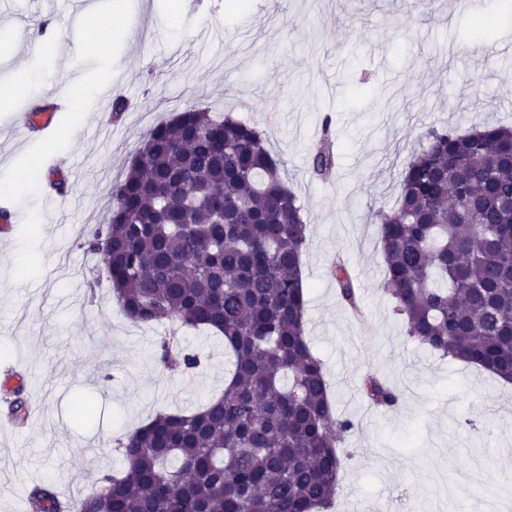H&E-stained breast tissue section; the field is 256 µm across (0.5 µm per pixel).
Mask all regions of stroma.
Wrapping results in <instances>:
<instances>
[{
  "label": "stroma",
  "instance_id": "stroma-1",
  "mask_svg": "<svg viewBox=\"0 0 512 512\" xmlns=\"http://www.w3.org/2000/svg\"><path fill=\"white\" fill-rule=\"evenodd\" d=\"M449 11L445 0H94L124 15L101 40L65 0H0V84L29 76L30 98L0 111V186L13 187L0 222V369L25 375L24 427L0 404V512H26L39 482L64 496L93 492L121 469L118 438L157 412L193 410L224 390L222 339L178 321L132 324L119 310L103 254L85 239L104 223L114 182L143 134L191 103L257 125L286 163L307 225L305 332L323 361L344 434L342 493L333 512L377 503L389 512H500L512 502V385L407 338L383 292L377 210L399 193L402 168L430 127L512 124V0ZM494 29L477 32V18ZM48 20L52 47H25ZM111 70L126 112H59L55 133L20 135L16 116L50 102L63 76L96 83ZM336 166L317 176L323 137ZM58 172L69 191L49 208L33 173ZM343 256L366 312L352 321L330 266ZM178 336L202 364L163 371L158 337ZM378 372L397 407L367 406L362 378ZM89 414H80L79 401Z\"/></svg>",
  "mask_w": 512,
  "mask_h": 512
}]
</instances>
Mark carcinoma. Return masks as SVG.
I'll list each match as a JSON object with an SVG mask.
<instances>
[{
  "label": "carcinoma",
  "instance_id": "cac0c4a2",
  "mask_svg": "<svg viewBox=\"0 0 512 512\" xmlns=\"http://www.w3.org/2000/svg\"><path fill=\"white\" fill-rule=\"evenodd\" d=\"M405 163L400 194L377 212L382 288L410 339L512 383V127H432ZM324 139L313 171L328 176ZM110 223L90 248L107 259L113 298L136 325L177 320L219 333L234 368L218 398L159 412L118 443L124 468L70 500L49 483L27 512H328L340 493L341 435L322 360L305 334L302 256L307 227L285 162L257 126L185 104L145 135L112 187ZM337 296L361 310L348 270ZM157 356L189 373L199 357L172 336ZM367 401L392 409L400 393L376 373ZM9 418L29 407L19 384Z\"/></svg>",
  "mask_w": 512,
  "mask_h": 512
}]
</instances>
